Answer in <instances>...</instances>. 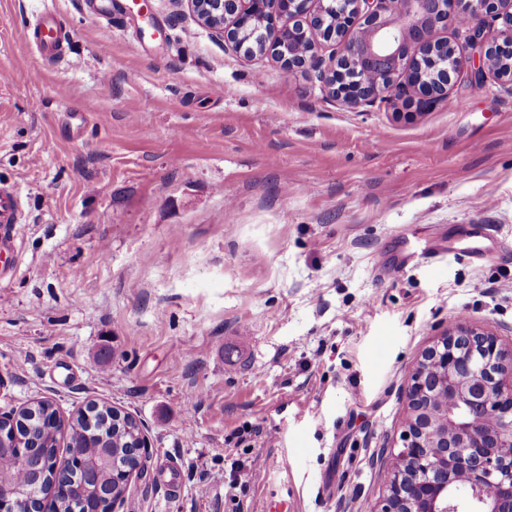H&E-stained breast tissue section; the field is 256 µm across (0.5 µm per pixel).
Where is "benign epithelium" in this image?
<instances>
[{
    "label": "benign epithelium",
    "instance_id": "7a95c632",
    "mask_svg": "<svg viewBox=\"0 0 512 512\" xmlns=\"http://www.w3.org/2000/svg\"><path fill=\"white\" fill-rule=\"evenodd\" d=\"M196 18L224 46L247 48L241 32L260 14L268 32L282 17L302 16L309 35L336 40L329 59L310 48L288 52L274 39L272 52L284 66L314 72L323 89L351 109L396 105L413 89L426 107L448 100L452 74L461 67L456 44L438 36L452 27L468 48L483 51L468 80L488 75L512 83V69L495 66L496 53L512 57V0H185ZM286 3L287 9L280 8ZM336 16L327 25L325 14ZM401 447L377 462L388 470L386 493L376 512H512V353L497 332L465 323L448 328L429 346L405 388ZM17 416L0 415V446L11 443L25 464L43 461L35 449L17 444ZM149 439L138 435L137 465L121 474L128 481L144 468ZM70 458L57 459L47 493L69 499L78 485L65 478ZM17 492L0 485V512H40Z\"/></svg>",
    "mask_w": 512,
    "mask_h": 512
}]
</instances>
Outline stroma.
<instances>
[{
  "label": "stroma",
  "mask_w": 512,
  "mask_h": 512,
  "mask_svg": "<svg viewBox=\"0 0 512 512\" xmlns=\"http://www.w3.org/2000/svg\"><path fill=\"white\" fill-rule=\"evenodd\" d=\"M125 3L0 0V188L23 207L0 413L140 420L121 512H375L423 351L457 320L512 345V86L353 110L187 5ZM481 225L489 257L460 259ZM235 459L261 481L229 489ZM32 39L44 56L54 57L63 52L65 36L55 16L39 18L33 27Z\"/></svg>",
  "instance_id": "35a3bbf8"
}]
</instances>
